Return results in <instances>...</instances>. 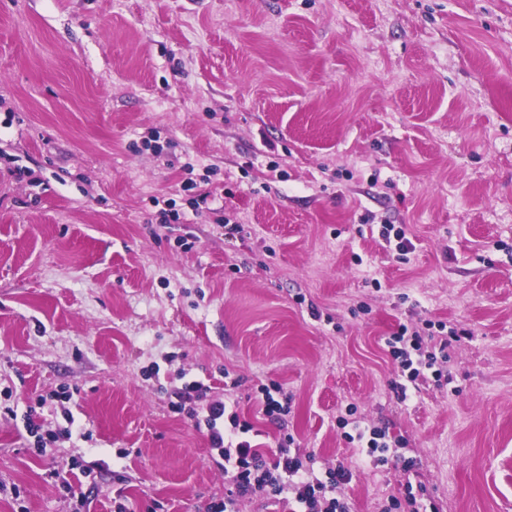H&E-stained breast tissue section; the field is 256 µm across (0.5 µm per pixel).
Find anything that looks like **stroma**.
Segmentation results:
<instances>
[{
  "label": "stroma",
  "mask_w": 512,
  "mask_h": 512,
  "mask_svg": "<svg viewBox=\"0 0 512 512\" xmlns=\"http://www.w3.org/2000/svg\"><path fill=\"white\" fill-rule=\"evenodd\" d=\"M421 319L463 337L402 402L384 341ZM184 373L240 379L264 456L351 465L353 512L404 476L360 462L351 404L440 512H512V0H0V512L222 499ZM56 391L81 432L40 454ZM260 401L267 417L274 421H282L288 415L291 398L280 384L271 383L259 387Z\"/></svg>",
  "instance_id": "stroma-1"
}]
</instances>
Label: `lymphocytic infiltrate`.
<instances>
[{
  "mask_svg": "<svg viewBox=\"0 0 512 512\" xmlns=\"http://www.w3.org/2000/svg\"><path fill=\"white\" fill-rule=\"evenodd\" d=\"M452 342V337L435 335L429 321L399 326L387 337L388 351L407 378L394 386L398 398L407 399L409 384L424 370L448 361ZM208 392V386L192 381L174 391L171 404L173 410L188 411L205 426L212 458L228 484L224 499L211 502L207 512H236L240 499L261 494L276 500L283 512H352L347 501L335 496L336 489L351 479L348 467L337 465L319 477L286 448L279 449L274 459H266L249 439L252 425L241 420L237 411L228 410L226 403L209 400Z\"/></svg>",
  "mask_w": 512,
  "mask_h": 512,
  "instance_id": "lymphocytic-infiltrate-1",
  "label": "lymphocytic infiltrate"
}]
</instances>
